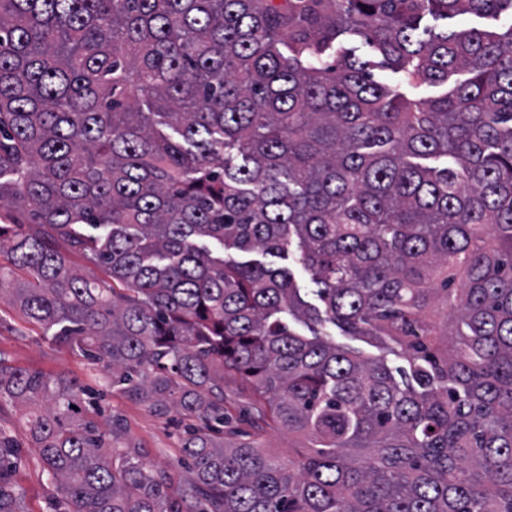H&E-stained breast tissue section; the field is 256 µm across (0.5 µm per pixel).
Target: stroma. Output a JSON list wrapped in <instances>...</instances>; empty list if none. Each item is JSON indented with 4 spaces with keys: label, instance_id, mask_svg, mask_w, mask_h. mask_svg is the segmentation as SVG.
<instances>
[{
    "label": "stroma",
    "instance_id": "35a3bbf8",
    "mask_svg": "<svg viewBox=\"0 0 512 512\" xmlns=\"http://www.w3.org/2000/svg\"><path fill=\"white\" fill-rule=\"evenodd\" d=\"M0 357L30 371L75 378L87 396L98 402L100 428L120 425L124 442L139 453L141 460L165 473L174 488H183L191 467L182 448L185 419L174 412L158 414L147 403L108 388L102 367L67 347L52 344L39 326L24 318L7 294L0 296ZM0 429L12 437L18 449L12 478L25 493L26 512H53L56 489L42 471L38 451L26 429L24 411L9 403L1 405Z\"/></svg>",
    "mask_w": 512,
    "mask_h": 512
}]
</instances>
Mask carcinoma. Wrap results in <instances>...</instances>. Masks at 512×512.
I'll return each mask as SVG.
<instances>
[{"label": "carcinoma", "mask_w": 512, "mask_h": 512, "mask_svg": "<svg viewBox=\"0 0 512 512\" xmlns=\"http://www.w3.org/2000/svg\"><path fill=\"white\" fill-rule=\"evenodd\" d=\"M503 15L512 0H0V209L30 215L0 224V295L189 419L177 499L81 416L76 380L0 359L65 512H512V24H423ZM293 248L308 292L274 266ZM329 325L389 337L408 367ZM226 375L254 430L309 440L298 460L215 439ZM14 457L0 429V512H25ZM336 342L347 349L353 350L364 357H385L387 364L393 369L405 366L402 359L391 354L387 349H383L384 345L370 340L365 336H345L340 329L336 327V336H330Z\"/></svg>", "instance_id": "1"}]
</instances>
